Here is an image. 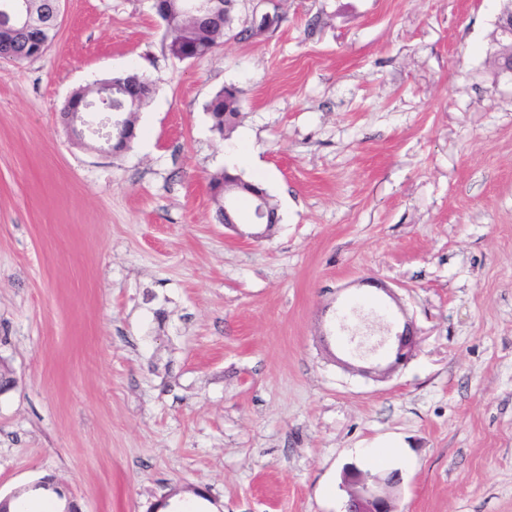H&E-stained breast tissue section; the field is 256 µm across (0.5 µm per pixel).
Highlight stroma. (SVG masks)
Here are the masks:
<instances>
[{"label":"stroma","instance_id":"35a3bbf8","mask_svg":"<svg viewBox=\"0 0 512 512\" xmlns=\"http://www.w3.org/2000/svg\"><path fill=\"white\" fill-rule=\"evenodd\" d=\"M497 0H282L277 26L173 58L150 0H65L0 62V495L47 512H512V78ZM136 71L138 137L92 150L72 93ZM238 90L239 123L207 102ZM281 221L215 217L224 151ZM387 316L412 360L349 354ZM503 2L497 21L496 50L493 53L494 63L499 72L512 78V1ZM206 110L212 128L221 136L230 133L237 125L240 115L239 99L234 87H224L207 103ZM402 481L398 471L386 477L368 475L350 467L344 471L343 483L348 500L345 512H394L395 506L390 489Z\"/></svg>","mask_w":512,"mask_h":512}]
</instances>
